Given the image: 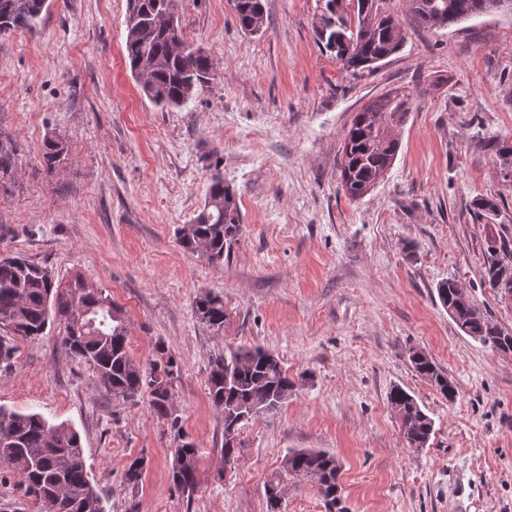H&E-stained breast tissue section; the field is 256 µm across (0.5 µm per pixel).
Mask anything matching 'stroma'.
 Returning <instances> with one entry per match:
<instances>
[{"label": "stroma", "instance_id": "stroma-1", "mask_svg": "<svg viewBox=\"0 0 512 512\" xmlns=\"http://www.w3.org/2000/svg\"><path fill=\"white\" fill-rule=\"evenodd\" d=\"M264 33L237 26L229 0H179L184 39L217 65L182 106L156 108L125 64L127 0H48L35 25L0 34V136L18 167L0 190V254H22L56 280L79 275L128 325L132 358L164 344L179 368L173 408L197 449L196 488L171 477L177 442L147 398L118 403L59 346V326L11 337L0 406L39 413L80 435L105 512H327L318 489L282 474L288 451L340 458L344 512H512V353L463 333L437 287L452 278L512 333V293L488 288L485 264L512 248V178L485 149L512 142V12L447 28L387 0L407 39L371 75L346 74L314 38L322 0H263ZM412 91L399 150L373 189L340 186L344 135L369 101ZM69 145L47 173L46 137ZM235 193L240 227L220 266L178 243L213 173ZM497 205L481 213L478 200ZM222 296L217 332L195 313ZM260 347L294 394L240 433L224 462V417L211 403L212 360ZM427 352L454 382L448 401L409 361ZM408 391L434 422L408 447L388 395ZM146 460L138 491L122 483Z\"/></svg>", "mask_w": 512, "mask_h": 512}]
</instances>
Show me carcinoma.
<instances>
[{"label": "carcinoma", "mask_w": 512, "mask_h": 512, "mask_svg": "<svg viewBox=\"0 0 512 512\" xmlns=\"http://www.w3.org/2000/svg\"><path fill=\"white\" fill-rule=\"evenodd\" d=\"M170 0H128L126 63L139 81L142 93L160 109L179 107L209 84L216 72L211 57L186 45L182 27L172 30L161 14ZM409 12L421 25L445 28L473 15L502 10V0H406ZM47 0H0V33L29 28L46 8ZM236 22L242 31L264 32L262 0H233ZM316 40L336 53L342 69L352 75L372 72L402 48L406 35L395 17L381 9L365 10V0H324L315 29ZM410 94H385L364 106L347 131L341 163V187L351 200L361 198V188L377 180L398 150L394 130L409 115ZM491 155L506 177H512V144L494 139ZM68 144L48 137L42 144V162L55 172L66 159ZM19 149L13 140L0 141V186L13 175ZM239 213L234 193L224 177L212 175L204 205L191 223L179 229V243L211 264L224 262V249L235 241ZM512 277V266L494 257L487 260L485 279L500 288ZM437 294L442 306L467 335L493 349L512 350V335L489 321L468 296L459 294L452 279L441 282ZM201 321L216 331L228 318L224 299L206 293L196 301ZM57 323L63 328L60 346L84 362L115 401H133L143 395L156 414L166 419L179 443L173 451L172 480L182 492L195 489L196 448L182 435L180 417L170 404L178 378L174 358L157 346L159 359L148 366L130 356L127 326L108 298L76 275L62 285L48 267L22 256L0 257V327H13L23 338L35 339ZM413 369L448 400L456 388L421 350L410 354ZM208 395L224 414V426L243 418L249 421L282 406L293 395L295 381L282 362L260 347L229 350L212 361ZM389 404L401 423L411 448H423L434 430L433 420L417 400L396 386ZM0 465L24 477L27 493L44 512H104L103 496L87 471L80 435L70 425L52 424L38 413H20L0 406ZM286 474L313 482L328 512L341 503L340 460L333 454L308 448L288 452ZM145 458L139 457L123 474V483L136 490L143 481ZM286 485L279 479L267 486V512H280Z\"/></svg>", "instance_id": "1"}]
</instances>
